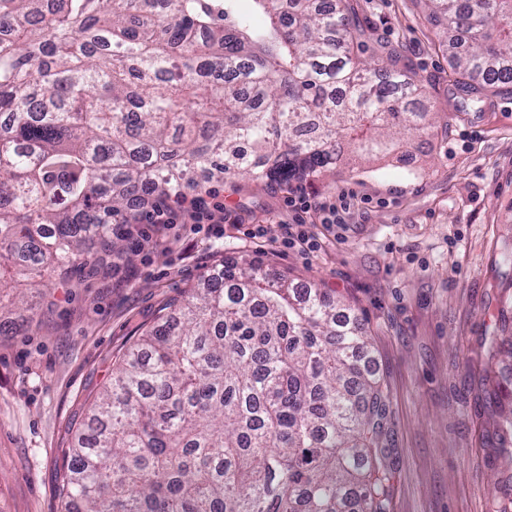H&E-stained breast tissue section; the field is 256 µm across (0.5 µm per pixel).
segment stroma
<instances>
[{"label": "stroma", "instance_id": "35a3bbf8", "mask_svg": "<svg viewBox=\"0 0 512 512\" xmlns=\"http://www.w3.org/2000/svg\"><path fill=\"white\" fill-rule=\"evenodd\" d=\"M363 29L356 54L379 64L399 50L429 91L436 123L395 152L301 184L318 201L346 197L343 224L311 215L318 248L282 243L289 187L238 175L198 192L223 206V238L203 226L167 232L141 223L122 257L48 275L50 298L29 293L27 332H0V512H61L59 486L94 397L141 332L225 263L258 259L350 305L368 335L389 398L390 512H490L494 486L512 487V401L485 408L512 382V92L466 82L422 0H350ZM476 87L478 109L466 108ZM260 225L261 235L247 234ZM499 351L489 363L490 348Z\"/></svg>", "mask_w": 512, "mask_h": 512}]
</instances>
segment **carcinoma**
Returning a JSON list of instances; mask_svg holds the SVG:
<instances>
[{"mask_svg":"<svg viewBox=\"0 0 512 512\" xmlns=\"http://www.w3.org/2000/svg\"><path fill=\"white\" fill-rule=\"evenodd\" d=\"M0 0V289L47 288L126 204L288 180L434 124L400 58H356L347 0ZM461 75L512 85V0H425ZM145 330L90 407L65 512H389L386 396L358 318L224 266Z\"/></svg>","mask_w":512,"mask_h":512,"instance_id":"carcinoma-1","label":"carcinoma"}]
</instances>
